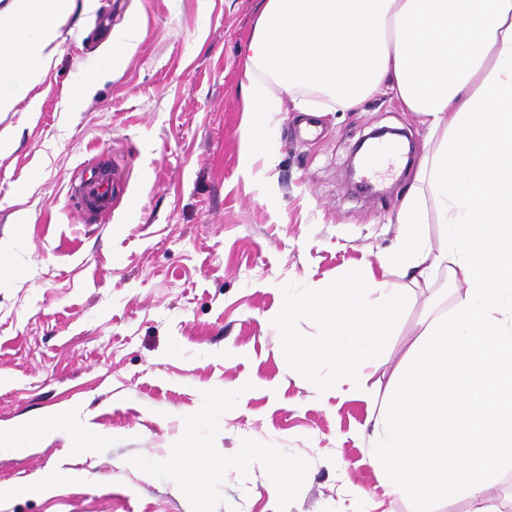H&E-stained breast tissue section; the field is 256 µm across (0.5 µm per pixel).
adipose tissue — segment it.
<instances>
[{
    "mask_svg": "<svg viewBox=\"0 0 512 512\" xmlns=\"http://www.w3.org/2000/svg\"><path fill=\"white\" fill-rule=\"evenodd\" d=\"M75 0H12L0 20V112L39 84ZM247 154L267 151L256 122L279 109L351 110L392 94L428 122V145L397 215L395 247L359 282L287 299L289 315L322 320L320 339L284 344L335 374L318 394L366 402L364 367L411 300V288L447 274L450 313L425 318L374 416L373 462L390 495L427 505L462 496L492 512L486 492L512 470V0H263L246 58ZM448 225L432 250L426 210ZM260 451L216 453L195 429L168 462L216 474L253 465Z\"/></svg>",
    "mask_w": 512,
    "mask_h": 512,
    "instance_id": "1",
    "label": "adipose tissue"
}]
</instances>
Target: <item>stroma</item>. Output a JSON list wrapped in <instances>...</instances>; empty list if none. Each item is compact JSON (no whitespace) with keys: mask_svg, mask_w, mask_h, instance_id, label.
Listing matches in <instances>:
<instances>
[{"mask_svg":"<svg viewBox=\"0 0 512 512\" xmlns=\"http://www.w3.org/2000/svg\"><path fill=\"white\" fill-rule=\"evenodd\" d=\"M99 6L76 0L43 81L0 113L14 137L0 152V428L88 412L96 437L85 454L53 434L0 455V512H413L370 461L372 407L316 394L331 364L303 369L283 345L317 340L322 323L275 316L286 297L360 278L396 244L416 161L379 167L381 194L356 192L348 164L384 126L422 154V117L379 96L312 113L317 136H298L308 117L277 88L263 125L276 161L245 157L244 62L261 0H119L113 31L140 39L112 71L109 42L87 39ZM100 152L127 177L136 217L123 199L106 224L70 207L71 175ZM446 288H415L367 381L379 395L423 313L450 311ZM227 385L242 398L224 413L207 396ZM193 423L220 453L279 449L289 485L262 462L199 474L201 498L176 485L157 463Z\"/></svg>","mask_w":512,"mask_h":512,"instance_id":"obj_1","label":"stroma"}]
</instances>
